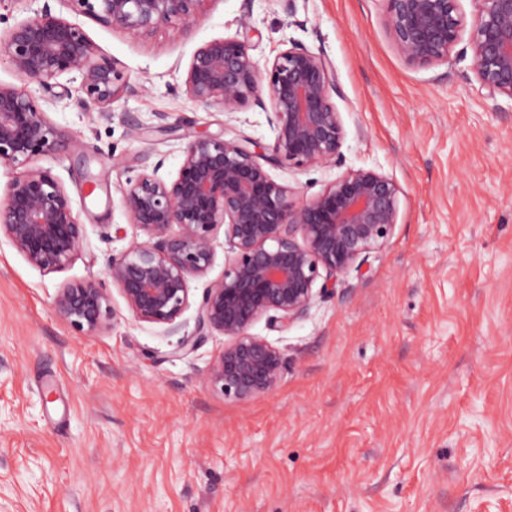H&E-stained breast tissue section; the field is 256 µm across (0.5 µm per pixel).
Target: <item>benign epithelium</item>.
I'll return each instance as SVG.
<instances>
[{"mask_svg":"<svg viewBox=\"0 0 512 512\" xmlns=\"http://www.w3.org/2000/svg\"><path fill=\"white\" fill-rule=\"evenodd\" d=\"M89 20L133 38L175 20L190 32L203 0H74ZM385 29L401 58L428 68L456 63L451 53L463 32L462 0H380ZM468 47L474 76L491 99L512 100V0H473ZM22 85L0 83V165L21 167L0 200V236L45 273L63 271L81 251L85 229L62 182L37 165L55 155L62 134L29 87L52 89L62 74L80 78L83 107L111 108L129 81L110 58L97 54L77 24L49 6L0 37ZM185 93L206 107L234 113L254 103L268 113L275 138L270 152L249 137L188 132L176 175L162 163L128 178L123 208L145 235L108 264V277L132 316L175 330L190 307L189 280L204 277L215 257V234L224 227V274L204 289L196 335L176 354L206 337H224L208 382L237 400L272 391L287 361L279 348L250 329L266 320L271 330L305 317L337 283L359 272L367 256L394 234L401 188L374 168L347 170L315 196L290 201V187L269 168L331 167L341 162L345 130L333 96L336 74L320 54L294 43L260 66L246 40L216 38L199 45L185 74ZM55 314L91 337L107 326L110 295L96 280L58 288Z\"/></svg>","mask_w":512,"mask_h":512,"instance_id":"7a95c632","label":"benign epithelium"}]
</instances>
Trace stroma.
<instances>
[{
    "mask_svg": "<svg viewBox=\"0 0 512 512\" xmlns=\"http://www.w3.org/2000/svg\"><path fill=\"white\" fill-rule=\"evenodd\" d=\"M266 63L299 43L341 89L338 167L272 168L308 199L340 171L376 168L402 189L395 232L333 298L278 331H252L288 361L249 402L212 387L224 338L176 357L179 336L136 321L117 289L87 338L56 316L65 282L106 281L142 233L122 207L131 171L175 175L191 130L270 146L267 113L189 100L203 42L240 35ZM50 6L80 25L132 89L103 114L57 78L44 102L63 133L40 158L86 229L58 273L0 242V512H512V100L482 97L466 42L454 69L407 65L378 0H205L190 33L133 39L74 0H0V32ZM134 116L141 137L125 122Z\"/></svg>",
    "mask_w": 512,
    "mask_h": 512,
    "instance_id": "35a3bbf8",
    "label": "stroma"
}]
</instances>
